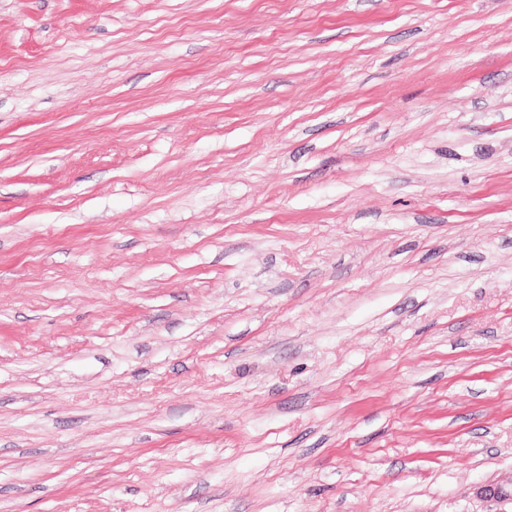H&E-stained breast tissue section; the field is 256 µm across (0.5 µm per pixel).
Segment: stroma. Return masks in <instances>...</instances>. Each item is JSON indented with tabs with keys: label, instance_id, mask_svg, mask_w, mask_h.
<instances>
[{
	"label": "stroma",
	"instance_id": "obj_1",
	"mask_svg": "<svg viewBox=\"0 0 512 512\" xmlns=\"http://www.w3.org/2000/svg\"><path fill=\"white\" fill-rule=\"evenodd\" d=\"M512 0H0V512H512Z\"/></svg>",
	"mask_w": 512,
	"mask_h": 512
}]
</instances>
